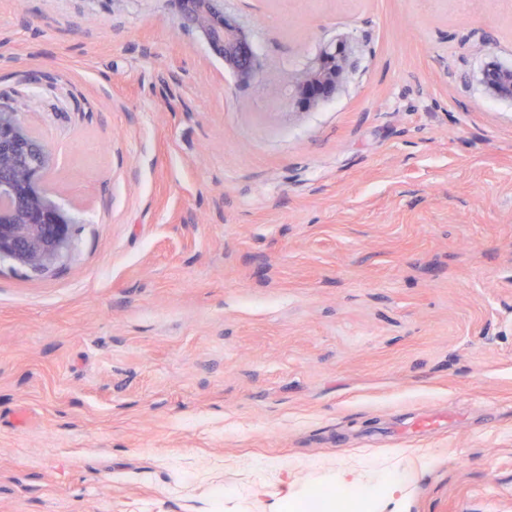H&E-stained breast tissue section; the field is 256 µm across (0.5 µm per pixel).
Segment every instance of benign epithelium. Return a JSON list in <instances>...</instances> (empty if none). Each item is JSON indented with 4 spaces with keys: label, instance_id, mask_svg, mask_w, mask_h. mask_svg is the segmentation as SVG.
<instances>
[{
    "label": "benign epithelium",
    "instance_id": "1",
    "mask_svg": "<svg viewBox=\"0 0 512 512\" xmlns=\"http://www.w3.org/2000/svg\"><path fill=\"white\" fill-rule=\"evenodd\" d=\"M180 27L194 32L239 85L282 82L293 97L303 94L314 106L322 91L345 77L349 56L327 49L314 61L282 70L260 61L245 26L224 11V0H176ZM487 92L512 100V68H494ZM56 157L38 141L23 114L0 111V259L34 272L53 268L71 249L74 219L48 188Z\"/></svg>",
    "mask_w": 512,
    "mask_h": 512
}]
</instances>
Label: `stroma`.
<instances>
[{"mask_svg": "<svg viewBox=\"0 0 512 512\" xmlns=\"http://www.w3.org/2000/svg\"><path fill=\"white\" fill-rule=\"evenodd\" d=\"M313 108L168 0H0V102L56 152L67 258L0 261V512H512V0H224ZM447 422L420 442L411 414ZM175 5L180 27L194 32L239 85L282 82L292 91L291 98L301 93L317 106L320 93L335 88L347 73L349 56L331 49L294 70L266 65L251 48L245 26L224 11L223 0H177ZM485 83L491 96L512 100V68H493ZM373 495L361 488L342 492L321 491L301 498L290 512H369Z\"/></svg>", "mask_w": 512, "mask_h": 512, "instance_id": "1", "label": "stroma"}]
</instances>
